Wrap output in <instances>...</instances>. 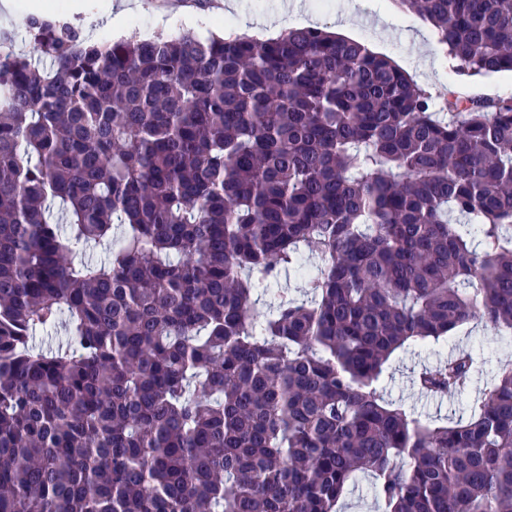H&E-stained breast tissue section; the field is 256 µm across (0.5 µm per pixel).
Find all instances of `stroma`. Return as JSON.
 <instances>
[{
  "mask_svg": "<svg viewBox=\"0 0 512 512\" xmlns=\"http://www.w3.org/2000/svg\"><path fill=\"white\" fill-rule=\"evenodd\" d=\"M15 12L0 32L11 38L14 54L36 58L29 34L32 14L29 0H14ZM46 19L67 22L85 41L104 43L115 40L110 23L115 0H82L83 9L71 13V0H48ZM231 10H224L221 0H135L127 23L132 34L178 35L190 32L200 38L223 34L237 17L262 18L278 13L285 0H232ZM351 21L353 39L367 42L374 52L391 57L417 84L434 94L447 91L449 85L465 89L468 94L488 98L512 96V75L466 78L455 74L448 57L437 47L432 31L417 17L397 8L382 5L381 0H298L289 9L286 24L291 28L310 26L339 31L343 21ZM460 345L469 348L476 361V372L469 396H477L495 374L501 362L512 359V338L495 336L483 327L473 328L461 336ZM451 343L413 345L399 350L391 360L381 382L386 399L402 402L419 414L458 417L466 411L459 399L438 400L418 392L412 384L414 371L436 364L447 356Z\"/></svg>",
  "mask_w": 512,
  "mask_h": 512,
  "instance_id": "1",
  "label": "stroma"
}]
</instances>
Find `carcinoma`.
Instances as JSON below:
<instances>
[{
	"label": "carcinoma",
	"mask_w": 512,
	"mask_h": 512,
	"mask_svg": "<svg viewBox=\"0 0 512 512\" xmlns=\"http://www.w3.org/2000/svg\"><path fill=\"white\" fill-rule=\"evenodd\" d=\"M395 2L460 74L512 72V0ZM29 31L49 68L0 52V512H337L358 473L382 512H512L511 362L465 420L379 388L408 345L512 335V96L324 28ZM284 271L302 297H268ZM474 374L456 348L412 383Z\"/></svg>",
	"instance_id": "carcinoma-1"
}]
</instances>
